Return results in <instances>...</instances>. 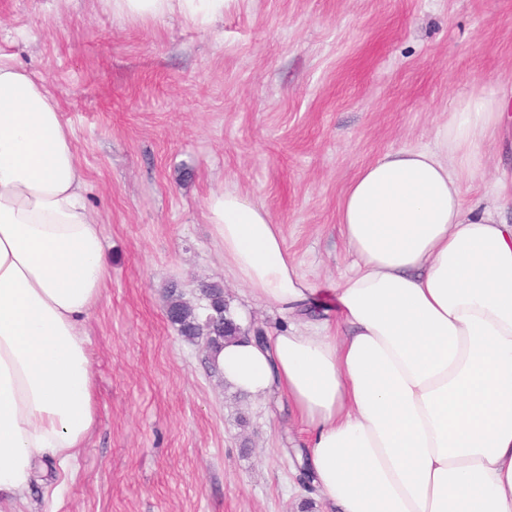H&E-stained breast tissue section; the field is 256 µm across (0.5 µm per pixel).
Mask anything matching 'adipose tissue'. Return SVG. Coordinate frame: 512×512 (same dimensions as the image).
<instances>
[{
	"label": "adipose tissue",
	"mask_w": 512,
	"mask_h": 512,
	"mask_svg": "<svg viewBox=\"0 0 512 512\" xmlns=\"http://www.w3.org/2000/svg\"><path fill=\"white\" fill-rule=\"evenodd\" d=\"M113 12L210 24L228 0H107ZM512 105L455 99L433 144L362 167L340 204L353 257L321 305L279 224L236 190L206 218L224 265L287 314L212 362L255 398L286 397L322 512H512V193L474 212L464 185ZM71 131L40 81L0 54V506L38 459L75 460L97 424L81 325L106 286L103 241Z\"/></svg>",
	"instance_id": "obj_1"
}]
</instances>
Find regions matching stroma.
Listing matches in <instances>:
<instances>
[{
  "label": "stroma",
  "mask_w": 512,
  "mask_h": 512,
  "mask_svg": "<svg viewBox=\"0 0 512 512\" xmlns=\"http://www.w3.org/2000/svg\"><path fill=\"white\" fill-rule=\"evenodd\" d=\"M0 54L57 102L109 271L83 324L97 425L71 467L39 460L19 512H301L287 399L226 385L168 321L166 290L198 306L217 284L243 327L287 325L224 266L206 220L224 188L263 204L306 278L334 287L359 169L430 143L459 96L512 97V0H233L204 28L101 0H0ZM483 150L478 211L512 126Z\"/></svg>",
  "instance_id": "1"
}]
</instances>
